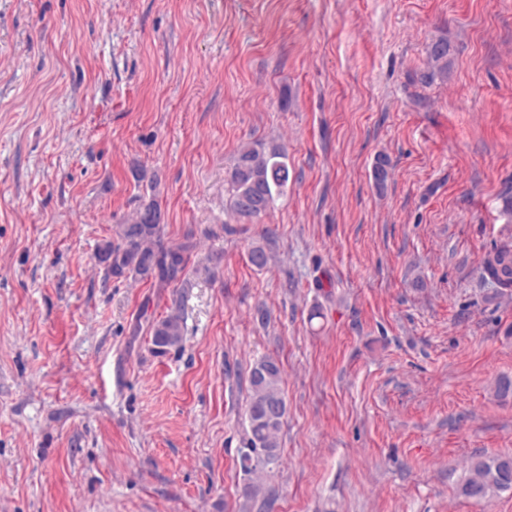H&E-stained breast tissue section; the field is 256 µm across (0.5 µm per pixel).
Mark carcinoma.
Returning a JSON list of instances; mask_svg holds the SVG:
<instances>
[{
    "instance_id": "cac0c4a2",
    "label": "carcinoma",
    "mask_w": 512,
    "mask_h": 512,
    "mask_svg": "<svg viewBox=\"0 0 512 512\" xmlns=\"http://www.w3.org/2000/svg\"><path fill=\"white\" fill-rule=\"evenodd\" d=\"M448 40L439 38L427 47V68L420 81L429 85L448 76ZM287 154L278 146L248 143L241 147L226 182L230 205L242 220H251L269 210L290 179ZM390 160L381 156L373 167V178L383 188L389 175ZM192 245L169 244L164 240L160 208L151 200L141 205L127 224H120L116 240L99 246L96 257L106 278L151 282L157 288L182 286ZM481 278L496 288H512V240L497 245L487 256ZM154 352L164 354L183 343L184 324L180 305L150 326ZM281 368L272 358L258 361L250 372L251 395L247 409L248 427L239 452V466L246 476L271 469L279 461L278 433L286 413L280 387ZM512 489V456L477 458L460 485L466 498L482 499L495 491Z\"/></svg>"
}]
</instances>
